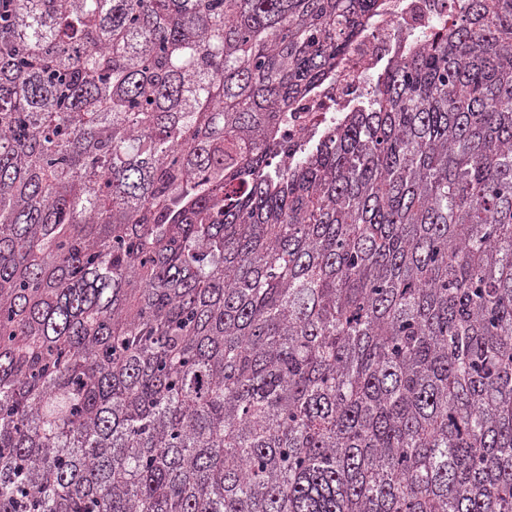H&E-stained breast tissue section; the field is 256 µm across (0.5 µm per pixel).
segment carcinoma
I'll return each mask as SVG.
<instances>
[{
  "mask_svg": "<svg viewBox=\"0 0 512 512\" xmlns=\"http://www.w3.org/2000/svg\"><path fill=\"white\" fill-rule=\"evenodd\" d=\"M382 0H0V512H512V0L277 157Z\"/></svg>",
  "mask_w": 512,
  "mask_h": 512,
  "instance_id": "obj_1",
  "label": "carcinoma"
}]
</instances>
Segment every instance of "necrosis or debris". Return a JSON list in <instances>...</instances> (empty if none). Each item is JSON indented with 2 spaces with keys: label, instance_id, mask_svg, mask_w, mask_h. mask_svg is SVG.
<instances>
[{
  "label": "necrosis or debris",
  "instance_id": "1",
  "mask_svg": "<svg viewBox=\"0 0 512 512\" xmlns=\"http://www.w3.org/2000/svg\"><path fill=\"white\" fill-rule=\"evenodd\" d=\"M457 0H385L366 33L352 44L332 81L303 101L288 125L286 138L305 139L324 121L365 92L382 65L408 41L427 31L442 13L456 14Z\"/></svg>",
  "mask_w": 512,
  "mask_h": 512
}]
</instances>
